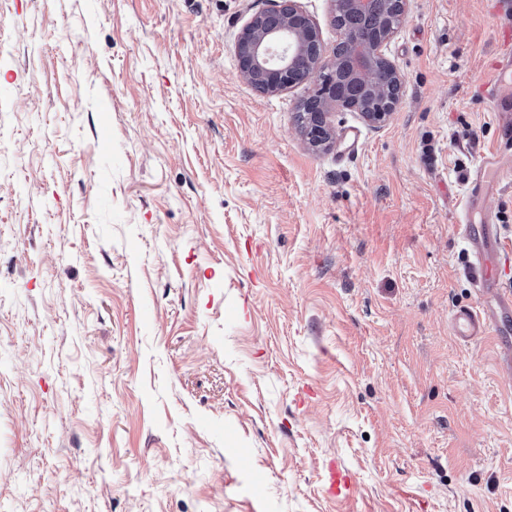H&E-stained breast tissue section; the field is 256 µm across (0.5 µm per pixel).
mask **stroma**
Wrapping results in <instances>:
<instances>
[{
  "label": "stroma",
  "instance_id": "obj_1",
  "mask_svg": "<svg viewBox=\"0 0 512 512\" xmlns=\"http://www.w3.org/2000/svg\"><path fill=\"white\" fill-rule=\"evenodd\" d=\"M274 6L0 0V512H512V372L450 324L508 22L409 0L399 106L314 150V83L238 76Z\"/></svg>",
  "mask_w": 512,
  "mask_h": 512
}]
</instances>
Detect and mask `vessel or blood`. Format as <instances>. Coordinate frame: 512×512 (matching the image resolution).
Masks as SVG:
<instances>
[{
  "label": "vessel or blood",
  "mask_w": 512,
  "mask_h": 512,
  "mask_svg": "<svg viewBox=\"0 0 512 512\" xmlns=\"http://www.w3.org/2000/svg\"><path fill=\"white\" fill-rule=\"evenodd\" d=\"M508 46L501 61L495 65L492 102L499 128L505 137L512 138V30L506 32ZM505 182H512V160L506 159L501 148L485 155L477 169L474 187L465 204L466 211L479 209L486 197ZM463 237L470 243L472 269L480 282L478 304L455 311L451 317L452 329L462 341L478 336H496L505 361V369L512 372V337L503 330L512 320V290L504 288L493 274L503 252L498 228L493 224L461 227Z\"/></svg>",
  "instance_id": "1"
}]
</instances>
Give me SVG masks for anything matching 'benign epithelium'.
I'll return each mask as SVG.
<instances>
[{
	"label": "benign epithelium",
	"mask_w": 512,
	"mask_h": 512,
	"mask_svg": "<svg viewBox=\"0 0 512 512\" xmlns=\"http://www.w3.org/2000/svg\"><path fill=\"white\" fill-rule=\"evenodd\" d=\"M335 12L362 22L379 9L383 0H332ZM397 4L396 22L373 35L359 28L340 30L339 50L323 53L316 24L300 8L298 0H280L278 8L262 19H252L240 32L236 51L239 77L261 93L289 89L297 84V71L307 69L306 79L317 85L305 105L315 109L316 129L309 133L315 147L328 144L335 133L327 121L331 112H358L369 123L380 124L400 104L403 78L386 55L408 0Z\"/></svg>",
	"instance_id": "benign-epithelium-1"
}]
</instances>
